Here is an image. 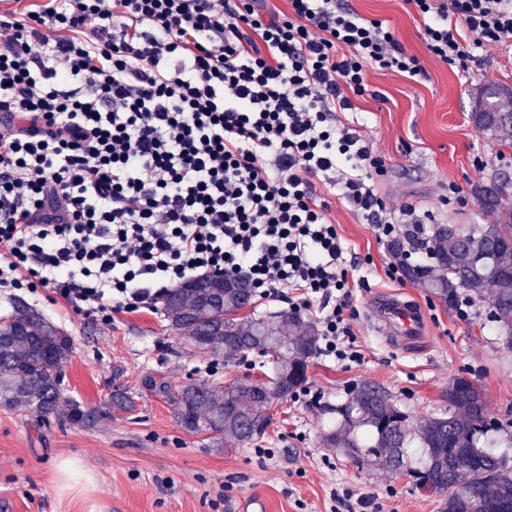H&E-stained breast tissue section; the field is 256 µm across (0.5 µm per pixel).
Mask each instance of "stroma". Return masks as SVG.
I'll return each mask as SVG.
<instances>
[{
  "label": "stroma",
  "instance_id": "obj_1",
  "mask_svg": "<svg viewBox=\"0 0 512 512\" xmlns=\"http://www.w3.org/2000/svg\"><path fill=\"white\" fill-rule=\"evenodd\" d=\"M350 3L364 17L385 20L428 71L423 82L368 71L370 93L354 100L361 134L389 169L379 192L391 207L414 206L436 224L493 223L474 190L512 179V147L479 128L471 114L484 85L512 90V51L487 47L462 74L430 57L421 21L405 0ZM452 185L466 205L444 204ZM317 192L357 282L353 330L364 360L344 369L313 357L306 386L322 391L320 404L304 397L274 402L264 431L246 443L184 430L166 396L145 381L181 385L191 378L216 388L266 383L273 375L268 358L252 352L215 360L200 353L185 332L169 329L157 301L107 327L46 290L0 295V319L19 298L71 336L64 393L103 412L94 426L81 427L0 408V512H242L250 495L261 496L267 512H440L439 495L410 473L363 466L330 448L320 408L348 401L368 382L386 391L413 426L447 409L443 394L461 376L482 387L490 415L506 425L512 423V350L503 348L488 319V299L475 298L474 314L462 321L426 289L390 279L393 258L374 226L325 186ZM390 295L428 313L427 338L415 351L394 348L368 316L373 299ZM117 386L126 389L132 409L111 408ZM259 446L273 457L258 458ZM339 486L357 490L363 501L335 502L331 491Z\"/></svg>",
  "mask_w": 512,
  "mask_h": 512
}]
</instances>
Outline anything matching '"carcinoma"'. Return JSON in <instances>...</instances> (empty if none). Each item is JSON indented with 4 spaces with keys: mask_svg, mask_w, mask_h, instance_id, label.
Masks as SVG:
<instances>
[{
    "mask_svg": "<svg viewBox=\"0 0 512 512\" xmlns=\"http://www.w3.org/2000/svg\"><path fill=\"white\" fill-rule=\"evenodd\" d=\"M512 91L484 87L472 118L502 143L512 145V111L500 100ZM493 224H435L427 250L432 263H410L406 246L419 229L410 226L390 240L401 275L432 293L443 305H456L459 290L487 294L493 321L504 345L512 349V209L499 201V190L477 191ZM241 276L202 274L161 296L168 326L188 332L195 348L211 357L232 359L250 352L272 357L277 370L271 384L237 382L222 390L204 381L170 391L168 381L149 386L169 395L179 424L194 433L223 434L248 442L267 426L271 399L288 398L304 384L317 350V329L297 312L284 311L269 321L237 318L253 304L254 289ZM73 356L71 337L25 302L15 301L0 324V408L37 413L81 427L95 425L103 412L64 396L56 373ZM448 411L422 421L413 430L407 415L378 388L362 384L345 403L327 407L331 429L325 441L358 463L392 471L409 469L421 487L441 497L442 512H512V466L487 448L500 432L488 413L484 393L457 377L444 393Z\"/></svg>",
    "mask_w": 512,
    "mask_h": 512,
    "instance_id": "1",
    "label": "carcinoma"
}]
</instances>
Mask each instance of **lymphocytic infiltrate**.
Segmentation results:
<instances>
[{
  "mask_svg": "<svg viewBox=\"0 0 512 512\" xmlns=\"http://www.w3.org/2000/svg\"><path fill=\"white\" fill-rule=\"evenodd\" d=\"M436 61L512 46V0H406ZM426 78L348 0H30L0 10V288L103 324L205 272L316 311L361 364L344 247L318 185L400 230L384 160L343 123L368 71Z\"/></svg>",
  "mask_w": 512,
  "mask_h": 512,
  "instance_id": "obj_1",
  "label": "lymphocytic infiltrate"
}]
</instances>
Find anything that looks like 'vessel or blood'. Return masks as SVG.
Wrapping results in <instances>:
<instances>
[{
    "label": "vessel or blood",
    "mask_w": 512,
    "mask_h": 512,
    "mask_svg": "<svg viewBox=\"0 0 512 512\" xmlns=\"http://www.w3.org/2000/svg\"><path fill=\"white\" fill-rule=\"evenodd\" d=\"M369 312L386 329L394 346L411 351L423 343L427 315L421 305L392 297L375 302Z\"/></svg>",
    "instance_id": "vessel-or-blood-1"
}]
</instances>
